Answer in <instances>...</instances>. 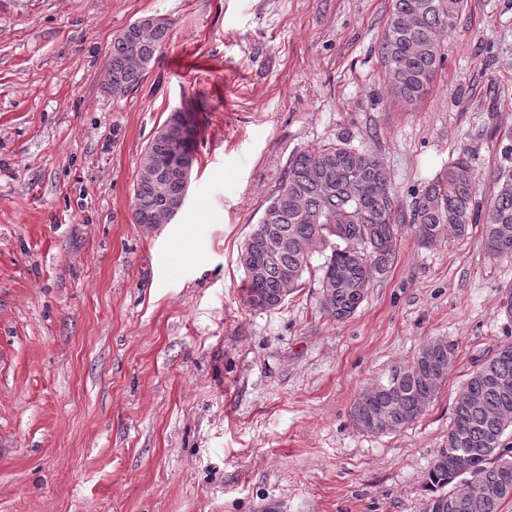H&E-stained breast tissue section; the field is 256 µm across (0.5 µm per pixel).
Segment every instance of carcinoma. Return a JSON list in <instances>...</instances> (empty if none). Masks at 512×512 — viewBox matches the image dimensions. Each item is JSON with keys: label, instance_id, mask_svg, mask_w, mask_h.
I'll return each instance as SVG.
<instances>
[{"label": "carcinoma", "instance_id": "obj_1", "mask_svg": "<svg viewBox=\"0 0 512 512\" xmlns=\"http://www.w3.org/2000/svg\"><path fill=\"white\" fill-rule=\"evenodd\" d=\"M465 0H393L381 42V58L390 92L406 103L420 99L443 61L441 33L454 25ZM171 22L146 26L137 20L112 39L105 68L112 96L122 97L142 82L156 54L168 42ZM183 121L158 127L141 155L140 164H156L154 176L136 181L133 216L144 226L154 223L166 205L184 192L180 172L163 166L173 154L194 159L195 116L180 110ZM390 174L371 152L348 140L296 153L285 180L267 201L268 221L257 224L239 253L245 272L244 298L249 306L269 310L293 293L305 275L318 276L322 314L333 320L350 318L364 301L373 280L392 267L398 237L404 229L402 209L389 191ZM472 224L481 225L488 255L512 257V170L497 177V192L477 198L470 159L462 154L425 185L416 198L409 227L426 244L446 235L462 238ZM359 236L352 250L343 234ZM324 257L318 266L314 255ZM455 347L433 339L408 363L394 365L386 380L358 397L350 410L353 425L369 433H393L412 424L438 395L454 358ZM512 344L471 374L469 398L454 402L448 436L428 471L434 497L449 500L450 512H501L512 499ZM468 454L470 474L462 476L456 458ZM504 486L494 498L482 488Z\"/></svg>", "mask_w": 512, "mask_h": 512}]
</instances>
